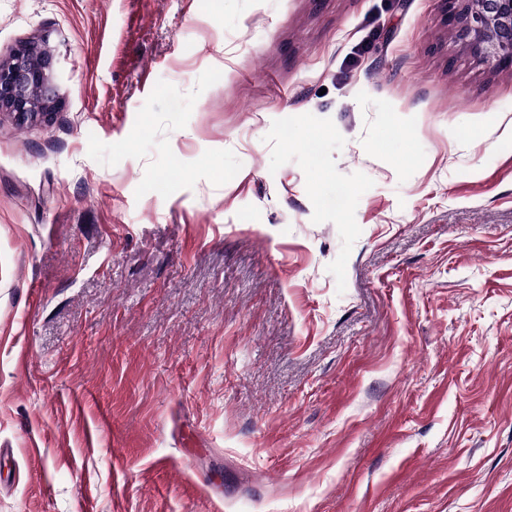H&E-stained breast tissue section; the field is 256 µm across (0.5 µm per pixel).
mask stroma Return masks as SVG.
Listing matches in <instances>:
<instances>
[{"label": "stroma", "mask_w": 512, "mask_h": 512, "mask_svg": "<svg viewBox=\"0 0 512 512\" xmlns=\"http://www.w3.org/2000/svg\"><path fill=\"white\" fill-rule=\"evenodd\" d=\"M445 0H0V512H512V69ZM290 138H283V127ZM58 91L52 55L46 40L18 44L7 62H0V110L12 112L21 123L54 112Z\"/></svg>", "instance_id": "stroma-1"}]
</instances>
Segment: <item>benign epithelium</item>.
Masks as SVG:
<instances>
[{"instance_id": "obj_1", "label": "benign epithelium", "mask_w": 512, "mask_h": 512, "mask_svg": "<svg viewBox=\"0 0 512 512\" xmlns=\"http://www.w3.org/2000/svg\"><path fill=\"white\" fill-rule=\"evenodd\" d=\"M455 38L495 68L512 67V0H462ZM58 91L46 40L18 44L0 62V110L26 123L54 112Z\"/></svg>"}]
</instances>
